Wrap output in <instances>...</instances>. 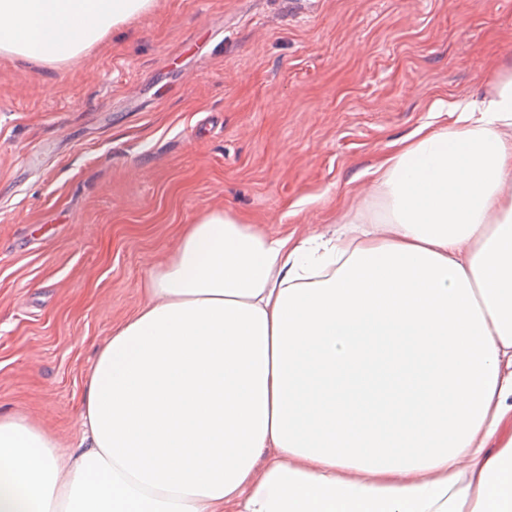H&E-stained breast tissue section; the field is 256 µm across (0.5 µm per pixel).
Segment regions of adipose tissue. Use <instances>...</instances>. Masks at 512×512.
<instances>
[{"label": "adipose tissue", "instance_id": "adipose-tissue-1", "mask_svg": "<svg viewBox=\"0 0 512 512\" xmlns=\"http://www.w3.org/2000/svg\"><path fill=\"white\" fill-rule=\"evenodd\" d=\"M151 6L0 0V52ZM446 113L391 143L358 241L186 225L96 352L84 449L0 414V512H512V79Z\"/></svg>", "mask_w": 512, "mask_h": 512}]
</instances>
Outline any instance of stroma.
I'll list each match as a JSON object with an SVG mask.
<instances>
[{
    "mask_svg": "<svg viewBox=\"0 0 512 512\" xmlns=\"http://www.w3.org/2000/svg\"><path fill=\"white\" fill-rule=\"evenodd\" d=\"M512 75V0H153L83 54L0 53V414L79 447L84 382L209 209L379 218L371 166Z\"/></svg>",
    "mask_w": 512,
    "mask_h": 512,
    "instance_id": "obj_1",
    "label": "stroma"
}]
</instances>
